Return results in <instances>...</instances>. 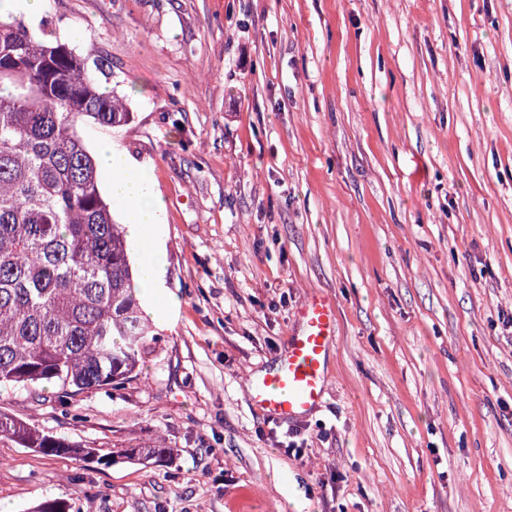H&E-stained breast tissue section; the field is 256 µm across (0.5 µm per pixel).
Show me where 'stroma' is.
<instances>
[{"instance_id":"35a3bbf8","label":"stroma","mask_w":512,"mask_h":512,"mask_svg":"<svg viewBox=\"0 0 512 512\" xmlns=\"http://www.w3.org/2000/svg\"><path fill=\"white\" fill-rule=\"evenodd\" d=\"M131 124L82 127L163 202L175 312L137 375L0 410L102 453L0 442V504L72 512H512V0H46ZM314 291L322 406L251 405ZM171 451V448H165L158 444L121 449L116 452V456L129 461H162L166 457H170Z\"/></svg>"}]
</instances>
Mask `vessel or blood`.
<instances>
[{
  "mask_svg": "<svg viewBox=\"0 0 512 512\" xmlns=\"http://www.w3.org/2000/svg\"><path fill=\"white\" fill-rule=\"evenodd\" d=\"M298 320V330L275 364L249 380L253 406L280 423L295 422L320 407L327 392V358L336 341V308L328 296H308Z\"/></svg>",
  "mask_w": 512,
  "mask_h": 512,
  "instance_id": "vessel-or-blood-1",
  "label": "vessel or blood"
}]
</instances>
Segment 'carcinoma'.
Returning a JSON list of instances; mask_svg holds the SVG:
<instances>
[{
    "mask_svg": "<svg viewBox=\"0 0 512 512\" xmlns=\"http://www.w3.org/2000/svg\"><path fill=\"white\" fill-rule=\"evenodd\" d=\"M134 120L101 90L75 48L0 10V388L52 383L61 397L130 378L156 340L143 315L129 245L79 134ZM0 440L44 457L82 448L0 411ZM161 461L160 444L116 451ZM28 512H71L43 498Z\"/></svg>",
    "mask_w": 512,
    "mask_h": 512,
    "instance_id": "cac0c4a2",
    "label": "carcinoma"
}]
</instances>
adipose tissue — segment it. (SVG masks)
<instances>
[{"instance_id":"1","label":"adipose tissue","mask_w":512,"mask_h":512,"mask_svg":"<svg viewBox=\"0 0 512 512\" xmlns=\"http://www.w3.org/2000/svg\"><path fill=\"white\" fill-rule=\"evenodd\" d=\"M100 156L103 165L112 172L107 191L122 205L127 236L139 252V285L145 297L144 310L148 316H156L160 310L177 305L175 297L164 286L162 203L152 186L138 175L131 157L108 145L101 147Z\"/></svg>"}]
</instances>
